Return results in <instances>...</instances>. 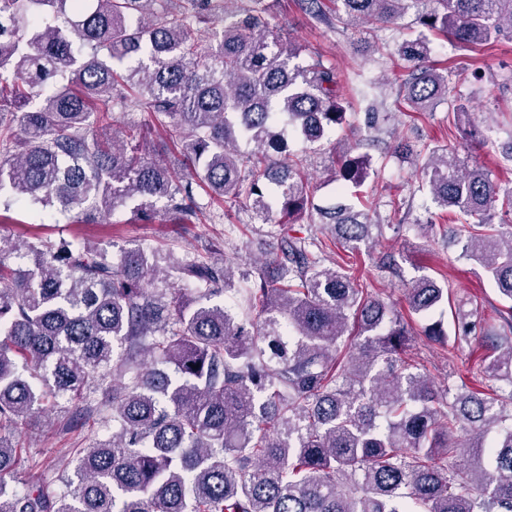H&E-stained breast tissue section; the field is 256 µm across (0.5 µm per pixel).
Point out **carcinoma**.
<instances>
[{"label":"carcinoma","mask_w":512,"mask_h":512,"mask_svg":"<svg viewBox=\"0 0 512 512\" xmlns=\"http://www.w3.org/2000/svg\"><path fill=\"white\" fill-rule=\"evenodd\" d=\"M0 0V202L35 208L43 224L76 214L93 224L129 206L149 223L163 203L174 224L200 211L193 186L229 214L247 205L276 224L268 257L235 266L210 250L162 266L158 252L109 251L80 240L0 238V512H512V310L485 336L489 392L437 387L407 354L409 321L359 276L325 265L307 209L304 156L288 138L321 144L347 112L336 69L268 20L269 0ZM358 30L409 11L470 49L512 31V0H334ZM207 48H202L203 42ZM425 36L399 44L412 112L448 98L449 73L425 65ZM145 112L183 156L170 168L109 138L114 109ZM333 147L334 178L359 184L368 154ZM418 162L417 190L453 214L460 257L512 299V183L459 155ZM345 250L387 225L341 200L320 212ZM166 284L191 286L178 297ZM245 284L255 318L212 303ZM448 287L423 276L409 316L448 345ZM454 337L472 328L453 314ZM112 390V399L94 394ZM65 402L107 437L67 448L71 467L45 490L16 435Z\"/></svg>","instance_id":"cac0c4a2"}]
</instances>
